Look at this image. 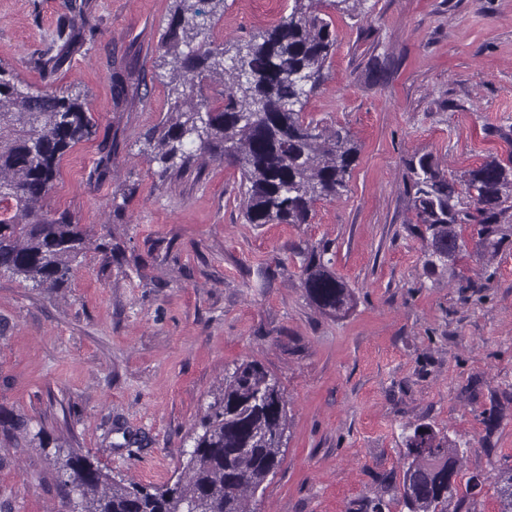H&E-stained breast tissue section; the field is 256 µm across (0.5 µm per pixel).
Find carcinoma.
<instances>
[{
  "label": "carcinoma",
  "mask_w": 512,
  "mask_h": 512,
  "mask_svg": "<svg viewBox=\"0 0 512 512\" xmlns=\"http://www.w3.org/2000/svg\"><path fill=\"white\" fill-rule=\"evenodd\" d=\"M203 0H174L162 37L176 80L175 119L156 128L154 160L182 169L196 156L228 157L249 183L244 211L250 224H306L315 202L347 190L360 147L342 128L327 129L302 116L304 101L319 87L335 40L320 18V0H293L288 17L229 52L205 38L195 23ZM88 0H64L57 49L35 60L48 83L37 93L20 90L13 71L0 65V202L13 213L0 217V275L33 287L61 285L69 261L81 255L88 233L70 217H50L49 195L63 157L96 134L82 95L55 85L54 75L95 39ZM222 78L214 100L204 81ZM407 180L420 235L449 253L427 266L456 267L470 251L496 253L512 229V167L495 159L450 179L428 157L407 163ZM470 230V237L464 236ZM313 247L301 266V283L316 309L338 319L355 306L352 288ZM286 401L278 379L257 361H243L224 380L186 453L185 476L149 489L125 486L90 458L58 449L57 472L70 512H250L249 494L280 466L287 430ZM405 465L399 482L407 512H449L460 494L455 441L429 423L403 436ZM499 512H512V468L494 475Z\"/></svg>",
  "instance_id": "obj_1"
}]
</instances>
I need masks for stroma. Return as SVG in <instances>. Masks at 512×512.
Returning <instances> with one entry per match:
<instances>
[{"instance_id":"obj_1","label":"stroma","mask_w":512,"mask_h":512,"mask_svg":"<svg viewBox=\"0 0 512 512\" xmlns=\"http://www.w3.org/2000/svg\"><path fill=\"white\" fill-rule=\"evenodd\" d=\"M292 5L224 0L204 33L242 43ZM172 6L95 0L103 34L58 74L97 135L65 157L43 210L68 213L91 243L63 287L0 275V414L29 428L0 434V512H67L57 448L136 484L176 481L245 360L278 379L288 408L282 464L251 512H352L376 496L405 512L402 429L418 423L468 447L458 482L482 485L460 512H498L493 475L512 467V236L489 264L427 268L406 166L427 156L452 178L490 158L512 166V0H361L348 12L320 0L336 43L304 116L344 127L360 154L347 191L297 225L247 223L229 161L167 172L153 161L149 140L174 102L161 49ZM60 12V0H0V64L23 90L46 83L33 59ZM117 78L132 92L123 104ZM320 243L356 293L343 320L301 284Z\"/></svg>"}]
</instances>
